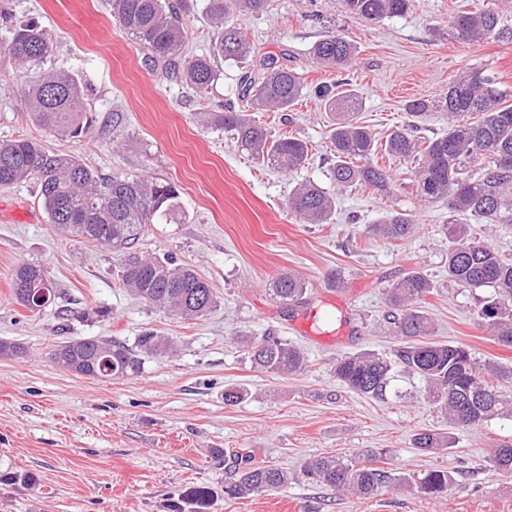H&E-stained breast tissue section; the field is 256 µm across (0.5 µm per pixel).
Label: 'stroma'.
Segmentation results:
<instances>
[{"label": "stroma", "mask_w": 512, "mask_h": 512, "mask_svg": "<svg viewBox=\"0 0 512 512\" xmlns=\"http://www.w3.org/2000/svg\"><path fill=\"white\" fill-rule=\"evenodd\" d=\"M471 2L414 0L405 16L374 25L349 15L339 0H270L266 12L241 18L259 56L295 68L306 85L292 123L276 112L257 115L273 134H293L311 149L304 168L278 173L204 122V111L241 107L247 63L218 62L220 76L201 100L145 65L144 50L115 23L106 0H0V14L53 34V64L79 75L94 119L78 139L36 127L16 66L0 53V140H38L105 176L174 183L181 210L148 225L137 248L194 265L218 296L214 311L200 319L151 308L121 288L111 250L50 224L35 182L0 187V340L23 349L0 356V512H191L185 494L200 485L214 493L208 512H512V472L486 463L494 448L512 445V418L452 427L425 400L418 379L398 376L392 386L405 399L380 400L357 395L331 372L338 356L398 347L383 319L384 290L415 266L435 285L424 309L436 339L464 343L480 361L512 366V348L476 316L477 292L448 281L447 206L417 197L409 163L392 166V195L365 188L338 194L331 223H300L286 206L303 180L334 187L332 116L321 91L342 82L356 87L365 101L360 119L380 139L412 123L426 138L446 132L442 114L415 120L405 105L439 100L461 72L486 71L512 93V43L469 45L453 36L451 18ZM206 5L180 3L194 54L211 47ZM329 31L357 47L347 70L325 71L308 56ZM391 209L414 216L413 237L390 242L366 233ZM22 262L43 265L56 289L54 302L36 315L12 295L11 273ZM288 272L308 288L304 303L292 307L271 292L274 279ZM149 331L178 339L180 350L146 358L143 372L131 378L80 376L43 357L48 346L76 336L132 345ZM264 334L301 348L306 370L285 378L255 371L241 339ZM228 386L248 389L249 398L225 405ZM422 429L449 434L451 448H413L411 438ZM217 448L223 459L213 457ZM245 450L255 461L296 472V479L259 496L227 498L224 485ZM372 452L397 478L432 467L452 471L447 497L384 488L356 498L299 474L314 455Z\"/></svg>", "instance_id": "1"}]
</instances>
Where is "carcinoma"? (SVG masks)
Wrapping results in <instances>:
<instances>
[{"label":"carcinoma","mask_w":512,"mask_h":512,"mask_svg":"<svg viewBox=\"0 0 512 512\" xmlns=\"http://www.w3.org/2000/svg\"><path fill=\"white\" fill-rule=\"evenodd\" d=\"M412 0H341V5L361 21L374 24L408 13ZM113 20L147 49L145 62L162 66V73L185 82L199 98L216 80L215 62L241 61L252 52L240 24L231 16L264 12L268 0H208L207 13L215 29L209 52L191 55L185 50L184 28L170 0H108ZM455 37L465 43L489 40L512 43V27L491 8L461 12L451 20ZM0 47L14 59L21 73L44 65L54 52L53 36L39 25L0 26ZM356 46L345 36L330 32L310 47L313 63L327 71L349 68ZM263 75L240 77L242 100L254 110L289 111L304 96L302 75L294 68L260 62ZM25 106L38 127L71 138L87 134L92 118L84 107V87L71 72L38 71L26 81ZM496 77L481 70L463 72L448 83V93L437 108L448 113V131L435 137L417 136L410 128H396L384 142L359 121L364 101L354 88L323 94L324 108L336 115L330 139L335 163L336 189L370 188L392 194L389 168L379 163L411 162L417 195L428 202H442L448 218V281L462 288H491L479 301L480 323L493 331L499 343L512 347V260L499 255L485 238L473 233L470 220L485 224H512V103ZM207 122L233 132L234 139L258 164L288 173L304 166L309 156L307 141L283 134L277 137L256 124L245 110L209 112ZM480 165L476 171L472 164ZM34 179L49 222L59 230L89 242L112 248L118 257L120 285L148 305L184 319H198L216 305L208 280L194 268L171 257L147 258L135 250L147 226L156 218H168L180 209L175 184L152 177L102 178L73 155L48 152L33 139L0 140V187ZM288 211L304 224H327L335 200L315 182L300 183L288 197ZM416 229L407 214L395 210L371 225V231L390 241L405 239ZM16 301L26 305L24 294L55 288L44 267L22 262L11 273ZM432 280L411 268L386 288L390 324L403 340L395 358L364 350L336 358V381L370 398L383 396L395 363L425 384L429 401L454 427L479 426L497 416L512 415V394L499 391L489 378L512 379V368L481 363L462 343L433 339L434 327L423 310L433 291ZM272 292L282 304L300 302L307 294L301 277L288 273L272 282ZM170 336L146 333L130 347L100 337H78L55 348L54 364L95 378L103 370L121 378L143 370V355H168L176 351ZM254 369L277 376H293L307 368L305 353L277 336L245 340ZM413 447L423 453L445 449L449 436L432 431L413 434ZM495 470L512 471V446L494 450L487 460ZM310 480L339 492L369 497L392 483L436 499L448 494L450 471L429 468L398 480L378 467L336 455L315 456L305 462ZM294 479L288 469L244 460L237 476L225 484L230 499L247 498L282 488ZM213 497L207 486H196L186 495L193 512H205Z\"/></svg>","instance_id":"1"}]
</instances>
